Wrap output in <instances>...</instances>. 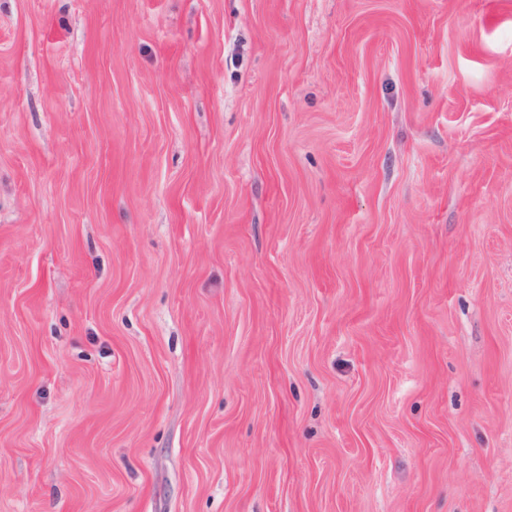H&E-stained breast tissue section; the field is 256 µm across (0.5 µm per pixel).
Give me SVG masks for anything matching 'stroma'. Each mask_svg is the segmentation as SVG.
I'll return each instance as SVG.
<instances>
[{
  "label": "stroma",
  "mask_w": 512,
  "mask_h": 512,
  "mask_svg": "<svg viewBox=\"0 0 512 512\" xmlns=\"http://www.w3.org/2000/svg\"><path fill=\"white\" fill-rule=\"evenodd\" d=\"M0 512H512V0H0Z\"/></svg>",
  "instance_id": "35a3bbf8"
}]
</instances>
